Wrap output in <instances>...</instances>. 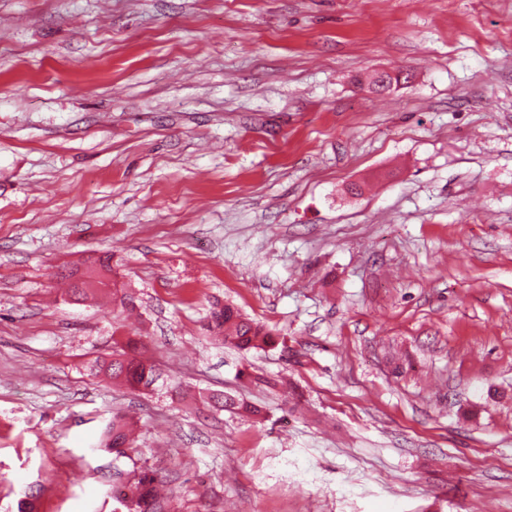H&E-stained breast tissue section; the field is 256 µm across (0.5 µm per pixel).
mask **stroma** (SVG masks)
<instances>
[{
    "label": "stroma",
    "mask_w": 512,
    "mask_h": 512,
    "mask_svg": "<svg viewBox=\"0 0 512 512\" xmlns=\"http://www.w3.org/2000/svg\"><path fill=\"white\" fill-rule=\"evenodd\" d=\"M91 250L137 315L72 301ZM131 338L150 389L90 370ZM146 468L164 512H512V0H0V505ZM204 329L210 335L223 337L225 344L240 350L259 348L273 341V333L269 328L253 322L234 307L219 301L212 303ZM136 442L133 435V423L125 414L115 413L112 421L108 423L104 431L103 445L115 452L117 456L125 454L123 448H132Z\"/></svg>",
    "instance_id": "obj_1"
}]
</instances>
